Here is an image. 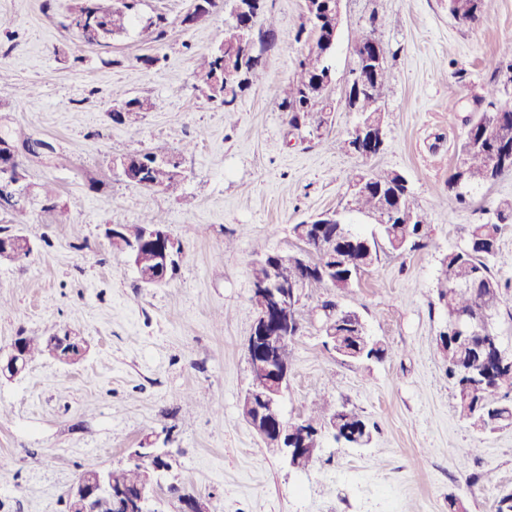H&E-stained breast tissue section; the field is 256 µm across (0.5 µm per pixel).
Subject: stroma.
Masks as SVG:
<instances>
[{
	"mask_svg": "<svg viewBox=\"0 0 512 512\" xmlns=\"http://www.w3.org/2000/svg\"><path fill=\"white\" fill-rule=\"evenodd\" d=\"M76 2L0 0V15L12 20L0 30L8 75L0 83V130L47 140L69 158L64 167L21 160L27 183L55 188L68 221L53 223L40 200L29 205L22 231L35 251L0 262V295L9 305L0 314V350L16 336L61 329L90 347L78 363L43 358L0 381V403L9 408L0 416V466L12 474L0 485V512H65V493L82 473L126 464L135 448L172 455L152 512H178L172 484L210 512H495L512 491V426L477 432L456 414L437 346L446 323L438 278L469 225L512 198V174L473 189L464 205L447 185L473 100L512 43V0H483L480 21L469 26L449 14L447 0H343L327 147L289 126L278 106L307 51L295 39L305 0H264L255 29L274 19L277 37L258 46L263 79L232 113L193 88L194 61L222 43L229 8L188 27L182 19L192 0H138L133 25L101 49L64 28ZM160 14L168 21L161 39L153 26ZM373 14L385 21L376 36L394 81L384 93V148L367 160L346 148L357 115L340 100L353 40ZM154 55L161 67L146 68L143 57ZM457 70L465 82L456 81ZM116 92L151 98L155 107L135 125L113 122ZM140 150L177 156L182 195L113 174L114 156ZM371 163L406 177L428 215L431 242L380 256L344 297L305 289L310 315L292 344L282 415L299 420L331 392L373 430L364 448L322 436L315 461L295 470L266 450L240 410L255 319L251 264L296 250L292 226L342 208L353 178ZM147 217L183 250L157 288L141 284L102 232ZM335 298L388 347L384 360L346 361L325 346L313 311ZM210 406L216 414H207Z\"/></svg>",
	"mask_w": 512,
	"mask_h": 512,
	"instance_id": "stroma-1",
	"label": "stroma"
}]
</instances>
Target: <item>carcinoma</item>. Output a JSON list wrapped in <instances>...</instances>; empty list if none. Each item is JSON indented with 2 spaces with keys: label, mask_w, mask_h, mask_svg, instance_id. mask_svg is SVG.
I'll use <instances>...</instances> for the list:
<instances>
[{
  "label": "carcinoma",
  "mask_w": 512,
  "mask_h": 512,
  "mask_svg": "<svg viewBox=\"0 0 512 512\" xmlns=\"http://www.w3.org/2000/svg\"><path fill=\"white\" fill-rule=\"evenodd\" d=\"M137 0H114L112 10L95 17L96 38L94 43L102 48L112 44V39L127 31L131 11ZM256 6L249 12L233 16L224 31V41L207 56L200 57L195 64L194 88L211 102L231 110L244 93L262 79L264 61L256 54L246 61L240 59L235 29L246 20L257 16L263 0H255ZM315 10L314 25L304 24L296 34L305 39L308 51L300 59L293 78L282 90L279 107L288 114V123L295 129L308 127L317 132L328 123L333 111L329 96L330 83L325 81L332 72L330 59L336 45L339 26L335 20L326 19L323 0H312ZM482 0H448V12L458 21L472 24L479 19ZM381 23L372 17L354 40L356 44H374L381 57L377 70L371 77L375 82L373 94L358 93L353 89L362 70V61L354 56V67L350 70L345 93V107L358 114V121L372 123L384 114L382 96L390 85L392 73L387 64L382 43L374 36ZM484 94L475 99L476 111L466 120L467 130L458 147L456 162L448 175V191L455 193L457 200L466 203L465 189L492 183L500 177L512 174V159L504 160L501 142L512 143V105L498 101L501 63L492 64ZM154 102L144 97L117 95L112 100V120L134 125L140 116L153 110ZM155 151L146 150L128 155V172L123 179L154 192L175 193L180 187L179 170L161 164L154 158ZM402 176L391 170L369 168L357 174L350 185V199L346 209L374 218L384 207L392 209L387 221L377 224V236L363 237L354 232L349 224H326L321 238L307 243L310 252L311 272L304 276L306 286L332 288L340 296L350 292L365 269L356 264L344 271L326 275L322 273L324 247L345 244L352 257H357L361 245L367 243L374 254L397 256L426 246L428 239L427 215L414 202L412 192ZM20 192L4 186L0 188V211L16 216L26 215L21 206ZM154 223L146 220L142 224L122 225L124 241L140 242L144 239L145 226ZM512 224V199H505L493 210L483 223L469 225L464 243L451 250L441 261L438 298L447 314L445 328L440 335L448 337V345L440 350L448 354L446 372L453 384L459 416L484 429L512 425V364L495 363L493 347L497 332L493 318L501 311H512V285L501 283L492 273L490 263L497 253L498 241L503 225ZM322 311L321 330L341 329L347 323L348 309L338 301H325ZM59 345L49 339L30 336L26 339L25 357L32 362L40 357H53ZM388 349L373 341L356 343L355 351L342 357L348 360H382ZM344 412L343 427L350 434L370 436L366 419L353 410L340 408L336 400L327 396L312 411L301 419L303 428L317 434L324 425ZM112 485L117 489H134L145 479L142 467L130 461L115 467L111 473Z\"/></svg>",
  "instance_id": "cac0c4a2"
}]
</instances>
